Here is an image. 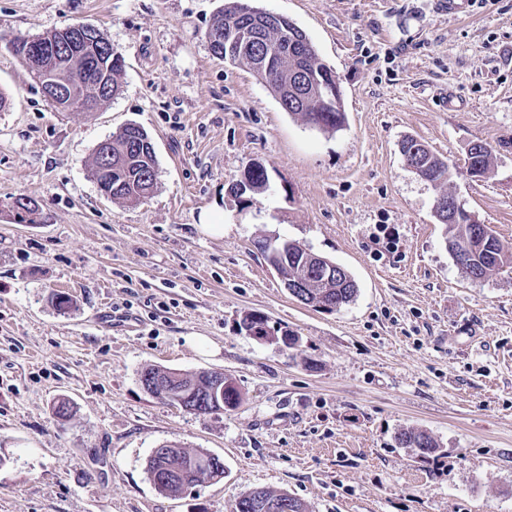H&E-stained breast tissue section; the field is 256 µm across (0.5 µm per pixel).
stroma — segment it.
I'll return each instance as SVG.
<instances>
[{
	"mask_svg": "<svg viewBox=\"0 0 512 512\" xmlns=\"http://www.w3.org/2000/svg\"><path fill=\"white\" fill-rule=\"evenodd\" d=\"M224 3L0 0V512H232L257 487L308 512H512V269L461 272L432 211L440 190L399 151L425 143L453 172L445 190L512 242V0L454 17L433 0H253L336 74L346 122L330 133L213 57L204 34ZM75 23L125 62L119 94L90 112L49 104L10 47ZM130 123L157 160L139 204L89 173ZM476 142L493 161L473 177ZM254 165L269 190L233 193ZM20 197L33 223L18 222ZM214 206L220 238L197 228ZM262 240L342 265L355 300L304 305ZM246 310L296 349L241 333ZM149 366L223 371L241 402L188 413L143 389ZM407 429L436 449L401 445ZM164 445L218 455L223 478L160 493L146 465Z\"/></svg>",
	"mask_w": 512,
	"mask_h": 512,
	"instance_id": "1",
	"label": "stroma"
}]
</instances>
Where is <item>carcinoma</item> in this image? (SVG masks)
Masks as SVG:
<instances>
[{
	"instance_id": "obj_1",
	"label": "carcinoma",
	"mask_w": 512,
	"mask_h": 512,
	"mask_svg": "<svg viewBox=\"0 0 512 512\" xmlns=\"http://www.w3.org/2000/svg\"><path fill=\"white\" fill-rule=\"evenodd\" d=\"M296 24L285 19L280 31L272 34L266 26L262 10L249 4V0H228L224 4L211 29L221 31L224 41L210 45V51L217 58L231 63L244 62L252 65L254 48L249 45V38L257 39V43L266 50L276 51L273 67L267 72H256L271 89L274 96L281 95V88L288 81V72L293 66H308L309 72L323 69L317 50L309 39L294 46L292 30ZM59 56L63 62L61 75L70 77L76 71L86 73V80L91 84L101 81L112 83L111 90L101 89L100 94L93 98L91 93L81 96V99H92L94 106H99L117 95L121 88L124 73V59L117 51H112L102 62L92 65L66 52V49L51 42L41 46V52L22 58L34 76H39L40 69L46 59ZM282 109L291 115L301 118L307 124L324 132H334L345 123L342 97H336L331 102L314 93L296 105H284ZM151 143L146 131L135 125L124 126L117 134L108 140L105 150L111 152L112 166L104 171L102 151L95 150L91 175L95 179L106 178L112 182V198L134 204L141 203L152 193L157 179V161L155 152L150 149ZM491 150L484 143L471 145L467 152L468 168L480 165L486 170L489 164ZM419 163L424 172L437 183H443L451 178V171L445 161L440 159L428 148L421 149ZM482 229L480 224H447L448 252L453 261L471 278L486 277L505 267L512 266V243L501 239L493 229L486 228L481 235L476 230ZM326 297L333 301L336 309L350 304L358 293V284L349 271H344L340 281L333 287L325 289ZM171 371L168 368L151 367L141 374L145 379L164 376ZM173 379V389L176 394H183L192 399L199 407H207L210 401L208 385L200 372H182L177 370ZM400 441L408 448H417L428 452L436 448L434 440L424 432L407 431L401 434ZM212 454L203 450H190L179 446L169 445L165 450L150 456L146 470L148 476L155 471H169L168 481L158 487L165 494L177 495L187 492L205 480L211 479L205 463ZM284 493L262 489L258 493L248 490L236 501L234 512H271L270 503L282 499Z\"/></svg>"
}]
</instances>
